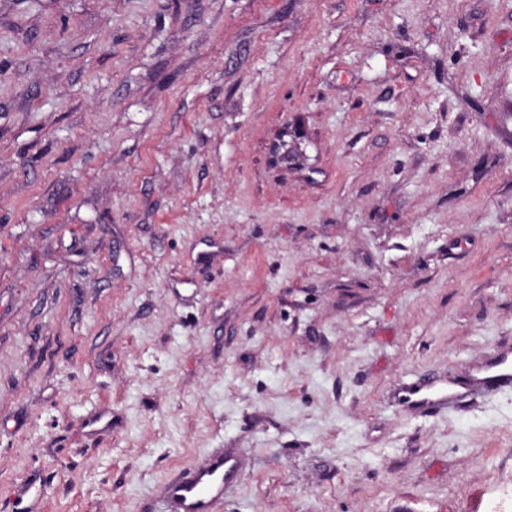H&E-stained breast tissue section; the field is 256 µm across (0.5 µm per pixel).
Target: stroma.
<instances>
[{
	"instance_id": "obj_1",
	"label": "stroma",
	"mask_w": 512,
	"mask_h": 512,
	"mask_svg": "<svg viewBox=\"0 0 512 512\" xmlns=\"http://www.w3.org/2000/svg\"><path fill=\"white\" fill-rule=\"evenodd\" d=\"M505 347L512 0H0V512H512ZM478 379L491 388L511 387L512 352L500 350L477 367ZM453 388L434 379L421 378L401 388L399 403L422 411L439 410L461 397L462 393ZM238 464L229 453L210 455L182 479L166 489L176 512H218L226 495L238 482Z\"/></svg>"
}]
</instances>
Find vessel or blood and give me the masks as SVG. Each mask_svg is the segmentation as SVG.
I'll return each instance as SVG.
<instances>
[{
	"label": "vessel or blood",
	"instance_id": "vessel-or-blood-1",
	"mask_svg": "<svg viewBox=\"0 0 512 512\" xmlns=\"http://www.w3.org/2000/svg\"><path fill=\"white\" fill-rule=\"evenodd\" d=\"M480 381L492 388L512 385V352L498 351L477 368ZM461 396L460 391L440 382L421 378L405 384L400 392L401 405L422 411L441 409ZM238 464L231 454L219 452L193 467L182 479L166 489L168 501L176 512H220L225 495L238 482Z\"/></svg>",
	"mask_w": 512,
	"mask_h": 512
}]
</instances>
